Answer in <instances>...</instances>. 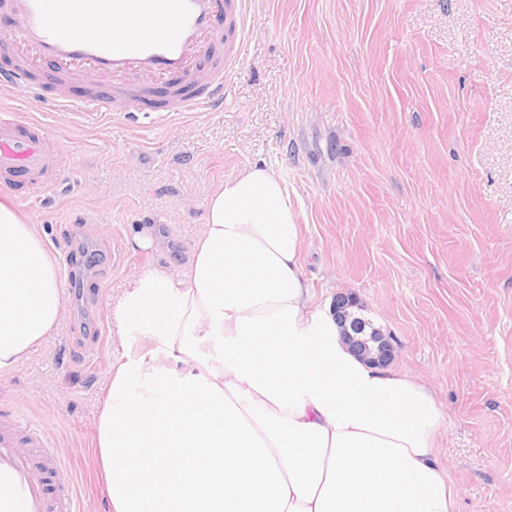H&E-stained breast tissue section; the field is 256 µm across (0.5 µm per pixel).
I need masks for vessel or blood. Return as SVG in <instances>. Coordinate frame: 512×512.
<instances>
[{"label": "vessel or blood", "mask_w": 512, "mask_h": 512, "mask_svg": "<svg viewBox=\"0 0 512 512\" xmlns=\"http://www.w3.org/2000/svg\"><path fill=\"white\" fill-rule=\"evenodd\" d=\"M14 22L10 38L21 61L0 70V84L24 98L41 97L29 79L106 77L107 85L80 99H61L69 112L96 116L124 100L129 112H220L227 71L243 61L251 0H5ZM93 21L95 32L83 29ZM61 146L40 123L0 110V187L62 177ZM41 429L0 418V512H77L66 464L47 450Z\"/></svg>", "instance_id": "b4317fda"}]
</instances>
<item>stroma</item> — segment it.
<instances>
[{"instance_id":"35a3bbf8","label":"stroma","mask_w":512,"mask_h":512,"mask_svg":"<svg viewBox=\"0 0 512 512\" xmlns=\"http://www.w3.org/2000/svg\"><path fill=\"white\" fill-rule=\"evenodd\" d=\"M252 27L220 112L83 123L50 102L85 79L38 76L40 102L0 87L68 171L8 196L73 254L62 319L0 374V410L44 429L81 512H106L96 419L140 343L112 304L144 272L180 273L210 194L265 161L300 208L314 309L359 296L391 369L435 395L459 512H512V0H254ZM144 224L149 250L132 246Z\"/></svg>"}]
</instances>
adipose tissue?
<instances>
[{
  "label": "adipose tissue",
  "instance_id": "adipose-tissue-1",
  "mask_svg": "<svg viewBox=\"0 0 512 512\" xmlns=\"http://www.w3.org/2000/svg\"><path fill=\"white\" fill-rule=\"evenodd\" d=\"M205 209L183 273H143L115 309L152 344L113 365L96 424L109 512H455L433 394L313 310L283 179L253 164ZM63 304L37 226L1 202V373Z\"/></svg>",
  "mask_w": 512,
  "mask_h": 512
}]
</instances>
